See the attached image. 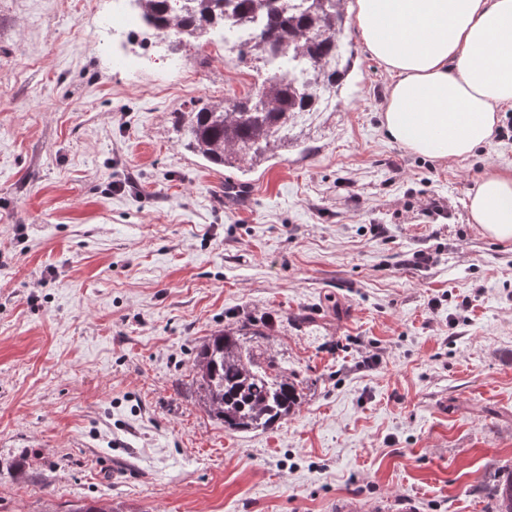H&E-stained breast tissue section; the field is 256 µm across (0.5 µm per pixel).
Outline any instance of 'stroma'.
Instances as JSON below:
<instances>
[{
    "label": "stroma",
    "instance_id": "1",
    "mask_svg": "<svg viewBox=\"0 0 512 512\" xmlns=\"http://www.w3.org/2000/svg\"><path fill=\"white\" fill-rule=\"evenodd\" d=\"M109 0H0V512H490L512 471V241L471 223L512 140L386 137L353 22L329 109L253 169L178 113L255 91L210 39L100 28ZM254 188L242 208L227 182ZM431 255L428 264L415 254ZM258 325L302 403L232 432L197 346Z\"/></svg>",
    "mask_w": 512,
    "mask_h": 512
}]
</instances>
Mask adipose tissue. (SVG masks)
Here are the masks:
<instances>
[{
    "instance_id": "1",
    "label": "adipose tissue",
    "mask_w": 512,
    "mask_h": 512,
    "mask_svg": "<svg viewBox=\"0 0 512 512\" xmlns=\"http://www.w3.org/2000/svg\"><path fill=\"white\" fill-rule=\"evenodd\" d=\"M356 31L393 81L387 135L447 160L488 144L512 107V0H355ZM490 237L512 240V166L485 174L468 204Z\"/></svg>"
}]
</instances>
